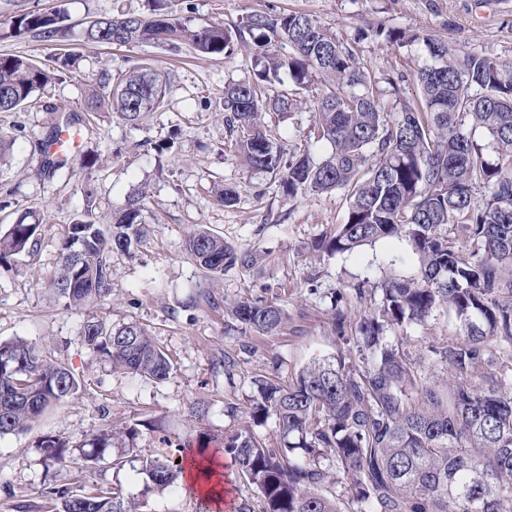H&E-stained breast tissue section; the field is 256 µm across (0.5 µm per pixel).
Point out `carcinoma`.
Wrapping results in <instances>:
<instances>
[{
  "mask_svg": "<svg viewBox=\"0 0 512 512\" xmlns=\"http://www.w3.org/2000/svg\"><path fill=\"white\" fill-rule=\"evenodd\" d=\"M384 33L378 31L376 35ZM32 35L54 45L69 40L61 11L18 16L5 36ZM400 47L421 45L428 62L414 74L417 103L388 118L377 81L352 47L308 14H253L236 32L220 24L192 26L159 4L149 14L122 12L88 22L91 44L177 48L203 58L241 48L254 62V79L224 86V124L237 133L245 167L278 179L284 195L341 190L342 223L313 244L317 255L352 253L393 238L416 257L410 277L379 283L381 300L360 316L335 304V333L353 343L355 357L337 354L298 371L286 386L263 376L250 417L273 415L280 440L270 446L248 426L224 436L222 451L237 473L261 495V512H512V380L488 370L494 349L512 346V61L478 51L457 53L419 31H389ZM288 74L292 92L271 84ZM53 69L24 56H0V112H18L45 86ZM318 86L314 137L329 145L321 158L308 153L283 160L264 117L296 109L298 95ZM167 75L133 64L107 76L103 103L139 125L164 102ZM145 192L128 196L112 223L99 224L91 210L68 225L52 290L64 307L81 311L112 294V255L131 252L144 237ZM466 239L460 248L448 227ZM39 225L20 220L0 235V266L36 252ZM187 251L206 276L249 265L224 239L204 228L189 232ZM443 311L456 335L431 345L433 362L448 378L422 381L401 343L386 330L423 323ZM236 321L262 335L277 332L283 310L273 302L238 301ZM85 345L113 369L165 380L171 364L153 333L136 320L112 325L87 319ZM80 382L61 362L17 338L0 342V438L18 434L49 406L77 395ZM134 425L109 424L79 445L57 437L41 440L49 462L104 463L115 471L133 453L140 473L156 491L174 492L187 463L203 457L208 433L170 455L141 448ZM118 454L106 456V449ZM54 512H141L117 488L82 495L52 488Z\"/></svg>",
  "mask_w": 512,
  "mask_h": 512,
  "instance_id": "cac0c4a2",
  "label": "carcinoma"
}]
</instances>
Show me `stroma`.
<instances>
[{
  "label": "stroma",
  "mask_w": 512,
  "mask_h": 512,
  "mask_svg": "<svg viewBox=\"0 0 512 512\" xmlns=\"http://www.w3.org/2000/svg\"><path fill=\"white\" fill-rule=\"evenodd\" d=\"M56 7L65 10L73 28L70 45L5 37L16 16ZM172 8L191 25L232 29L256 13L309 14L354 47L376 77L389 113L415 100L412 76L426 58L420 46H398L385 31H423L460 50L512 60V0H172ZM147 9L148 0H0V55L50 66L64 54L75 57L36 92L31 106L0 112V136L11 143L0 168V234L27 211L40 221L36 255L0 267V342H34L81 383L77 398L47 408L26 432L0 438V512H16L21 502L29 512H49L47 488L81 494L95 484L121 486L124 497L142 503L143 512H194L195 500L186 490L147 491L136 458L118 472L49 465L39 442L56 436L76 444L106 422H153L160 430L145 435L141 447L158 446L163 437L176 446L202 432L221 437L250 425L256 376L285 385L311 361L348 350L330 325L332 297L348 298L353 313L364 314L380 301V281L416 268L409 246L397 239L351 255L312 258L313 241L342 223L346 197L336 190L291 199L277 179L247 171L224 124V86L251 77L248 54L199 59L185 47L119 48L83 39L86 18ZM137 62L170 77L159 109L137 127L112 111L84 112L87 95L104 74ZM396 78L401 84L395 90ZM316 95L306 91L295 112L271 116L284 155L307 150L317 158L326 152L312 134ZM73 111L79 119L71 124L67 117ZM64 122L75 142L63 167L54 169L48 164L49 137ZM216 186L235 188L237 202L219 205ZM140 189L146 194V234L134 253L113 256L111 296L79 313L66 310L49 283L68 224L88 208L98 223H111L113 211ZM195 224L222 235L236 252L254 254L255 263L228 266L221 278H207L186 250ZM360 282L365 293L359 298L354 286ZM246 298L277 303L285 313L282 327L271 335L242 333L230 308ZM91 317L116 325L136 320L150 328L171 362L168 378L154 382L113 372L79 335ZM402 333L425 382L444 381V370L429 364L427 348L454 335L448 314L437 313ZM228 359L235 363L229 372ZM200 398L209 412L197 420L188 406Z\"/></svg>",
  "instance_id": "1"
}]
</instances>
